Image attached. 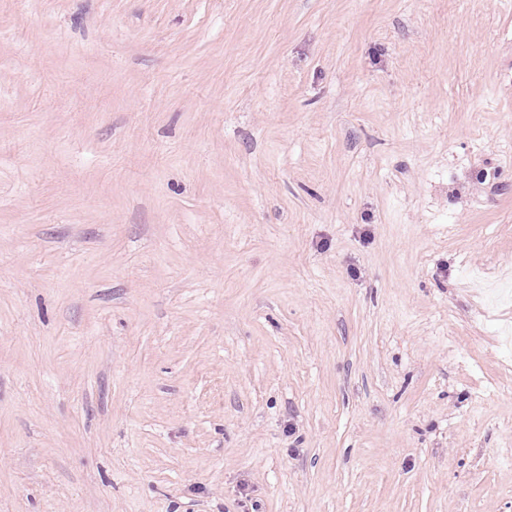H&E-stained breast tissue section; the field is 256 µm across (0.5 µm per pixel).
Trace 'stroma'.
I'll return each mask as SVG.
<instances>
[{"label":"stroma","instance_id":"obj_1","mask_svg":"<svg viewBox=\"0 0 512 512\" xmlns=\"http://www.w3.org/2000/svg\"><path fill=\"white\" fill-rule=\"evenodd\" d=\"M0 512H512V0H0Z\"/></svg>","mask_w":512,"mask_h":512}]
</instances>
